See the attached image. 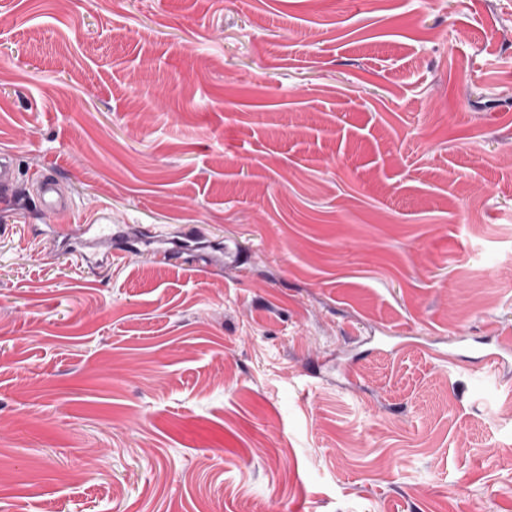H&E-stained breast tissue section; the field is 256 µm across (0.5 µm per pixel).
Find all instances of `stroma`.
I'll list each match as a JSON object with an SVG mask.
<instances>
[{
	"instance_id": "obj_1",
	"label": "stroma",
	"mask_w": 512,
	"mask_h": 512,
	"mask_svg": "<svg viewBox=\"0 0 512 512\" xmlns=\"http://www.w3.org/2000/svg\"><path fill=\"white\" fill-rule=\"evenodd\" d=\"M1 153L0 512H512V0H0ZM37 194L46 209L59 215L70 211V202L64 197L59 181L51 178L39 179Z\"/></svg>"
}]
</instances>
